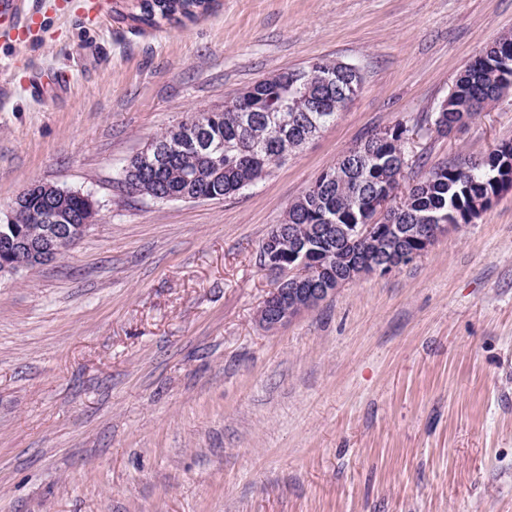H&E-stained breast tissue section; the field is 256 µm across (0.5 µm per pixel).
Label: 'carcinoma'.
I'll use <instances>...</instances> for the list:
<instances>
[{"label": "carcinoma", "mask_w": 512, "mask_h": 512, "mask_svg": "<svg viewBox=\"0 0 512 512\" xmlns=\"http://www.w3.org/2000/svg\"><path fill=\"white\" fill-rule=\"evenodd\" d=\"M212 0H136L128 18L141 25L157 27L161 22L179 23L207 12ZM512 76V33L501 36L492 48L477 56L460 72L435 119L436 131L453 124H465L475 105L493 100L509 88ZM363 80L339 62L319 59L304 68L275 74L252 85L255 96L241 95L218 111L196 112L179 122L203 129L214 142L222 143L224 157L216 164L191 139H181L170 127L154 140L171 144L169 159L153 168L141 154L131 157L122 168L129 193L160 200L164 194H187L195 199L220 200L248 188L268 169L279 163L281 133L268 120L269 103L288 109V148L303 147L312 133L336 121L346 106V94L358 95ZM401 125L393 128L392 142L372 136L346 152V159L322 172L301 197L288 206L286 231L311 249L301 278L308 283L336 273L349 261L389 254L414 247L396 237L376 239L359 232L348 236V224L375 223L370 200L378 193L399 198L398 223L409 227L423 223L427 215H441L451 224H466L483 210V199L499 192L500 180L512 182V143L495 146L479 159L433 168L423 180L398 193L401 173L387 164V155L404 148ZM47 207L43 185L33 184L21 194L15 222L0 224V237L27 243L44 240L49 224L35 219ZM16 269L34 267L25 246L0 255Z\"/></svg>", "instance_id": "carcinoma-1"}]
</instances>
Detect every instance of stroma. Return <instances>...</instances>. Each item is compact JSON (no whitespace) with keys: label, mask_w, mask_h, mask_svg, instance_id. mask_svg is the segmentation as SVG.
<instances>
[{"label":"stroma","mask_w":512,"mask_h":512,"mask_svg":"<svg viewBox=\"0 0 512 512\" xmlns=\"http://www.w3.org/2000/svg\"><path fill=\"white\" fill-rule=\"evenodd\" d=\"M57 10L0 41V223L91 194L67 256L0 278V512H512V191L387 276L270 331L259 261L323 170L403 125L409 187L512 142V89L434 121L512 0H213L194 20ZM329 58L362 92L250 188L157 202L117 171L192 113Z\"/></svg>","instance_id":"obj_1"}]
</instances>
